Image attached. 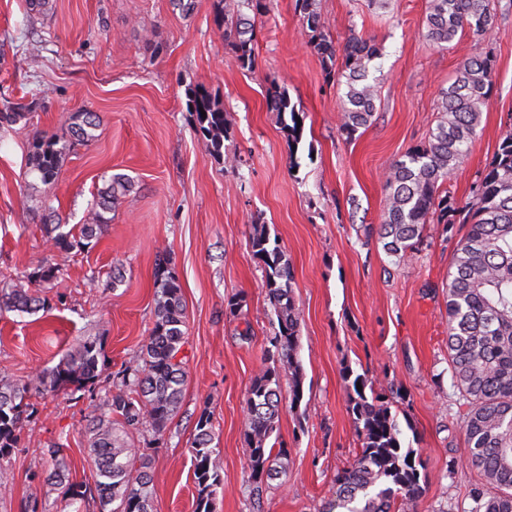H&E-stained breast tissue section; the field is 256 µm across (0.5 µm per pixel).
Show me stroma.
I'll return each instance as SVG.
<instances>
[{"instance_id":"1","label":"stroma","mask_w":512,"mask_h":512,"mask_svg":"<svg viewBox=\"0 0 512 512\" xmlns=\"http://www.w3.org/2000/svg\"><path fill=\"white\" fill-rule=\"evenodd\" d=\"M428 0H318L336 46L351 34L382 49L377 110L369 126L343 132L342 91L307 44L295 0H273L256 24V63L241 69L213 21V0L185 12L175 0H50L30 17L26 0H0V100L30 104L0 132V289L44 298L33 314L0 311V375L20 381L55 365L82 339L98 338L100 381L146 342L154 323L156 273L168 261L186 309L184 397L162 435L128 440L148 451L153 512H195L191 441L209 414L221 484L214 512H320L337 471L359 444L346 370L375 387L395 386L399 422H410L426 483L418 512H468L483 476L466 466V404L448 365L444 295L455 238L428 225L411 261L395 264L365 228L386 211L382 172L427 140L437 100L460 63L490 53L493 89L470 152L441 194L458 204L512 128V15L490 38L462 36L448 48L425 36ZM288 93L303 134L291 144L267 108L272 85ZM205 88L226 112L221 154L197 130L188 88ZM93 112V141L71 146L57 178L31 173L34 142L70 138L72 117ZM133 190L102 234L67 251L52 247L50 215L76 229L112 175ZM265 225L291 263L300 314V406L283 403L275 436L289 448L285 481L256 493L244 440L247 391L277 330L253 224ZM51 282L33 280L46 267ZM239 299L237 312L227 304ZM18 448L0 458V512H63L46 474L63 444L74 479L83 466L92 403L70 393L31 395Z\"/></svg>"}]
</instances>
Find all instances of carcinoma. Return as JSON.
I'll list each match as a JSON object with an SVG mask.
<instances>
[{"label": "carcinoma", "mask_w": 512, "mask_h": 512, "mask_svg": "<svg viewBox=\"0 0 512 512\" xmlns=\"http://www.w3.org/2000/svg\"><path fill=\"white\" fill-rule=\"evenodd\" d=\"M269 0H215L214 21L224 27L239 67L255 65V24L243 9L263 16ZM308 36V44L322 59L325 76L344 86L340 128L348 134L370 123L378 100L377 78L370 77L382 49L375 42L352 35L343 48L341 66H336V48L325 32L317 0H296ZM497 10L489 0H429L425 37L439 48H448L458 34L486 40L497 24ZM491 56L474 55L459 66L455 80L441 91L439 117L427 141L408 149L384 174L385 219L375 229L386 253L405 263L423 243L426 225H443L454 234V225L466 227L457 243L448 272L446 313L451 377L467 401L462 421L469 453L467 465L480 472L494 489L487 496L471 495L469 512H512V130L501 138L492 164L480 173L471 201L460 206L450 196L439 194L462 166L482 108L492 89ZM189 112L197 129L221 154L224 141V109L205 91L187 93ZM268 109L277 113L288 141L301 140L299 112L288 94L269 92ZM32 104L5 100L0 103V124L12 125L25 118ZM206 117H201V112ZM98 117L92 112L74 116L71 135L88 143L95 138ZM70 146L56 139L37 144L29 158L32 172L44 182L55 178ZM132 182L123 174L110 178L99 192L80 226V238L98 237L106 214L118 197L130 191ZM52 245L74 247L72 231L52 227ZM250 244L265 266L266 289L278 330L270 338L265 365L253 379L246 396L244 435L249 447V481L262 492L268 481L285 472L289 451L269 443L276 429L282 400V377L289 379V397L294 406L303 399V371L298 359L299 312L293 293V270L278 246L270 245L264 226L256 225ZM19 312L44 307L40 297L24 288L0 290V308ZM183 294L175 273L161 266L157 273L155 322L147 342L126 363L119 388L99 399L89 420L87 462L96 491V512H152L146 472V453L133 447L126 436L131 431L164 432L184 396L185 362L178 357L185 343ZM103 357L98 340L86 338L67 351L53 367H46L24 382L0 377V458L19 443L28 417L27 398L44 391L94 392ZM362 389H357V386ZM389 389L377 392L368 379L356 376L349 406L360 449L351 462L336 471L332 495L321 512H416L423 493L415 450L404 446L403 431L392 412ZM210 417L201 415L191 442L197 512H212L211 501L220 485L216 449L211 447ZM52 468L47 480L58 483L65 506L80 512L90 488L71 477L64 448H51Z\"/></svg>", "instance_id": "cac0c4a2"}]
</instances>
